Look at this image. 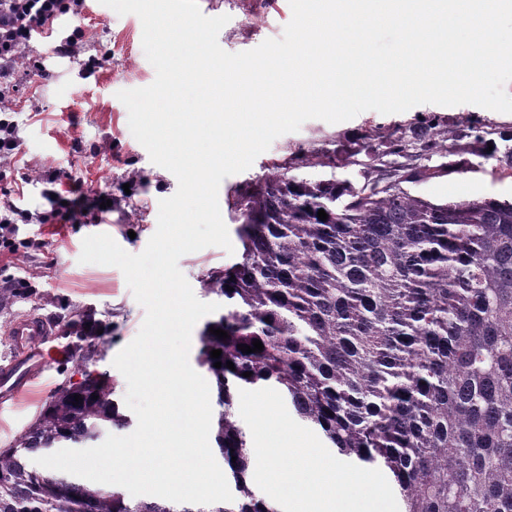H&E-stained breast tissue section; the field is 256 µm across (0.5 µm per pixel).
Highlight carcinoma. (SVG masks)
I'll list each match as a JSON object with an SVG mask.
<instances>
[{
  "label": "carcinoma",
  "instance_id": "1",
  "mask_svg": "<svg viewBox=\"0 0 512 512\" xmlns=\"http://www.w3.org/2000/svg\"><path fill=\"white\" fill-rule=\"evenodd\" d=\"M496 135L468 126L443 138L425 122L391 145L404 163L363 146L361 185L276 171L241 194L242 253L203 279L224 311L200 331L197 356L215 385V450L232 501L131 500L34 462L132 425L115 380L90 370L102 323L73 308L60 335L81 380L58 386L0 448V512H280L253 490L252 448L235 419L239 390L264 387L339 456L387 470L401 512H512V199L438 204L404 187L455 171V161L424 160L438 148L455 155L464 138L512 177V131ZM255 339L263 351L238 349Z\"/></svg>",
  "mask_w": 512,
  "mask_h": 512
}]
</instances>
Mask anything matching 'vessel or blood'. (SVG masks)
<instances>
[{"instance_id": "1", "label": "vessel or blood", "mask_w": 512, "mask_h": 512, "mask_svg": "<svg viewBox=\"0 0 512 512\" xmlns=\"http://www.w3.org/2000/svg\"><path fill=\"white\" fill-rule=\"evenodd\" d=\"M10 334L18 344L30 346L31 351L12 359L8 366L0 369V408L32 390L48 368L43 351L35 347L36 342L47 334V326L42 319L29 316L17 320Z\"/></svg>"}]
</instances>
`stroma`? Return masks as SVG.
Returning a JSON list of instances; mask_svg holds the SVG:
<instances>
[{"mask_svg":"<svg viewBox=\"0 0 512 512\" xmlns=\"http://www.w3.org/2000/svg\"><path fill=\"white\" fill-rule=\"evenodd\" d=\"M198 4L205 16H228L218 42L229 53L281 38L292 17L289 0H198ZM76 21L85 31L78 56H51L40 40L30 47L31 56L44 58L45 70L20 74L18 89L11 98L20 152L11 170L0 179V202L11 201L35 216L47 212L38 175L45 170H61L76 175L87 195L110 193L112 210H88L78 224L18 227V238L29 239L32 246L8 266L0 267V277L28 279L33 294L0 310V361L14 354L9 334L12 324L35 315L49 327L50 335L42 340L41 347L50 363L38 389L0 409V448L13 443L56 387L80 379L76 361L68 358L57 336L58 316L66 307L91 309L107 324L105 355L95 367L110 373L119 394H126V380L115 370L113 360L138 334L145 310L119 268L80 263L82 241L86 236L105 233L125 251L141 253L156 231L160 200L172 196L178 187L176 177L152 163L147 150L134 138L128 111L117 97L118 91L150 85L156 76L143 51L139 17L118 15L100 0H83ZM91 56L105 58L106 63L89 75L84 63ZM427 118L443 132L473 123L512 129V114L490 112L472 104L447 107L427 103L395 114L368 110L336 124L307 120L298 131L275 139L250 168L221 182L218 202L228 231H235L239 224L236 202L240 195L270 173L279 170L296 178L333 177L362 183L364 169L358 165L356 153L363 141H370L376 151H386L391 141L407 136ZM315 156L321 163L314 167L309 160ZM407 189L436 203L466 196L507 199L512 197V178L502 175L495 159L476 157L464 172H444L408 184ZM238 259V254L210 246L182 256L178 265L195 296L213 303L217 297L205 289L204 275L223 270Z\"/></svg>","mask_w":512,"mask_h":512,"instance_id":"35a3bbf8","label":"stroma"}]
</instances>
